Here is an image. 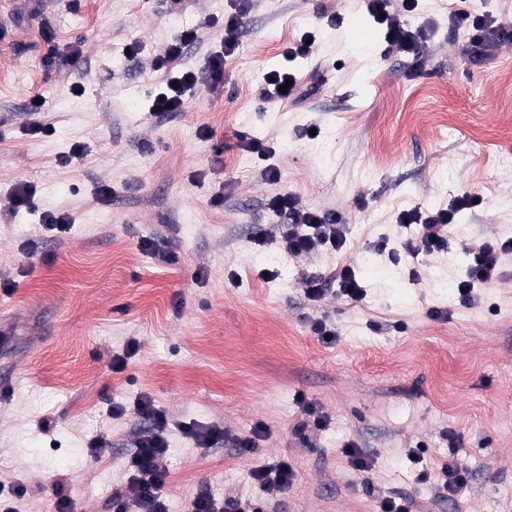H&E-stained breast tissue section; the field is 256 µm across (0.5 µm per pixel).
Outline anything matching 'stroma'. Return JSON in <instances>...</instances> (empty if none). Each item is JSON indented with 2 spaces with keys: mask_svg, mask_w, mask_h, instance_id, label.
Instances as JSON below:
<instances>
[{
  "mask_svg": "<svg viewBox=\"0 0 512 512\" xmlns=\"http://www.w3.org/2000/svg\"><path fill=\"white\" fill-rule=\"evenodd\" d=\"M233 0H0V486L24 479L23 501L0 494V512H47L62 487L75 512H112L127 479L134 435L147 423L133 406L149 395L173 421L223 425L228 442L193 445L169 434L168 499L175 512L200 491L216 500L255 496L254 459L293 458L294 487L267 512H380L401 492L416 512H512V259L479 290L465 315L456 290L470 250L512 236V41L486 57L451 22L456 0H418V55L389 51L363 0H253L221 92L199 86L171 118L150 116L166 75L151 60L186 29L198 38L183 66L205 75ZM360 26L369 43L351 40ZM315 40L306 59L287 48ZM80 62L64 64L71 47ZM299 81L322 72L303 102L261 98L264 75ZM42 95L44 111L28 112ZM51 135L32 133V124ZM211 137H203V129ZM266 144L270 160L238 136ZM223 145L216 154L215 145ZM83 155L68 160L73 146ZM279 170L267 181L265 164ZM22 181L38 194L13 212ZM110 195H103L102 187ZM292 192L345 221L343 252L296 259L255 238L286 216L269 199ZM481 196L450 231V269L439 253L410 256L400 212ZM222 205H214L215 196ZM75 222L57 236L43 213ZM155 242L141 251V239ZM354 264L359 302L330 288L303 296L305 277ZM334 324L335 343L311 330ZM138 349L124 370L113 354ZM304 395L328 417L304 426ZM123 405L118 419L107 413ZM264 422L257 456L234 437ZM105 438L97 460L86 444ZM355 442L374 457L364 474L341 454ZM471 469L448 500L414 482L451 455Z\"/></svg>",
  "mask_w": 512,
  "mask_h": 512,
  "instance_id": "35a3bbf8",
  "label": "stroma"
}]
</instances>
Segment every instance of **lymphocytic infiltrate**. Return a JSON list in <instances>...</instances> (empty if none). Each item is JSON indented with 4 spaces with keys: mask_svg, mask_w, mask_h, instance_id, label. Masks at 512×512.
Returning <instances> with one entry per match:
<instances>
[{
    "mask_svg": "<svg viewBox=\"0 0 512 512\" xmlns=\"http://www.w3.org/2000/svg\"><path fill=\"white\" fill-rule=\"evenodd\" d=\"M248 0H236L233 13L224 18V36L219 52L213 53L208 62L206 80L211 91H220L224 86V62L234 52L240 34V19L248 10ZM417 6L416 0H367L366 8L372 16L378 17L389 39V50L405 54L417 53L424 38L422 29L408 25L404 19L407 12ZM456 26L471 30L472 36L467 52L472 56H486L498 43L512 39V28L496 20L472 15L467 10L455 13ZM197 38L196 31L180 32L152 60L154 70L170 71L169 88L156 96L151 113L165 118L171 112L181 111L186 92L196 88L198 75L191 70L181 69L183 50ZM481 199L474 194H463L445 209L430 214L417 211L400 214L398 222L408 233L405 249L409 254L434 253L448 247L450 231L457 222L458 214L480 205ZM273 212L287 215L288 222L282 225L279 238L283 250L292 257H307L321 250L341 251L345 245L342 218L334 212L317 213L306 208L298 196L283 193L269 200ZM512 253V238L494 242H482L472 249V261L465 279L459 286L462 303H471L475 288L489 283L497 274L499 255ZM336 281L342 295L360 300L365 287L358 279L353 265L345 264L337 269L332 279L311 275L304 280V294L308 301L318 302L327 292L328 281ZM138 414L148 423L150 432L134 437L133 453L127 460L128 477L125 484L112 492V512H168L165 487L169 476L168 441L166 432L169 418L164 409L156 406L150 396L136 399ZM249 478L261 496L252 501L228 496L223 505H216L210 494L199 493L190 501V512H264L266 498L287 493L298 479V470L288 457L274 462L256 463L249 471ZM470 472L466 461L459 457L450 458L441 466L437 475L421 470L415 476L416 482H434L437 489L446 491L449 498L458 497L466 490Z\"/></svg>",
    "mask_w": 512,
    "mask_h": 512,
    "instance_id": "lymphocytic-infiltrate-1",
    "label": "lymphocytic infiltrate"
}]
</instances>
